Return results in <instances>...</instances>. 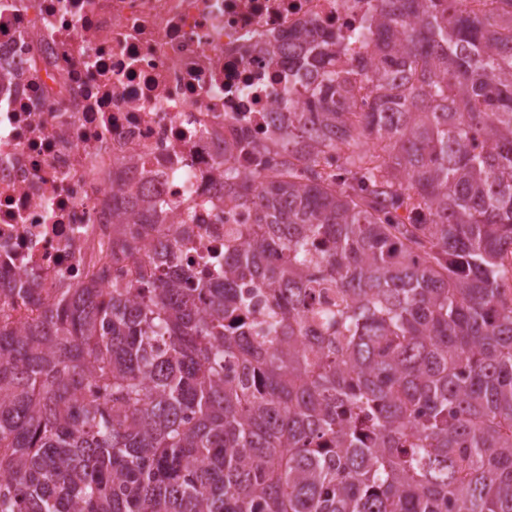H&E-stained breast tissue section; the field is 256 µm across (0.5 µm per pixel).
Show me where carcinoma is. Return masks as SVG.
Returning <instances> with one entry per match:
<instances>
[{
	"mask_svg": "<svg viewBox=\"0 0 512 512\" xmlns=\"http://www.w3.org/2000/svg\"><path fill=\"white\" fill-rule=\"evenodd\" d=\"M488 2L377 0L349 69L311 46L288 139L224 166L252 221L209 275L67 288L22 325L36 289H8L0 512H512V0Z\"/></svg>",
	"mask_w": 512,
	"mask_h": 512,
	"instance_id": "cac0c4a2",
	"label": "carcinoma"
}]
</instances>
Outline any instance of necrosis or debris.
<instances>
[{"label": "necrosis or debris", "mask_w": 512, "mask_h": 512, "mask_svg": "<svg viewBox=\"0 0 512 512\" xmlns=\"http://www.w3.org/2000/svg\"><path fill=\"white\" fill-rule=\"evenodd\" d=\"M375 0H0V288L39 302L77 286L113 239L139 232L136 263L108 287L223 257L250 223L224 203V167L277 113L305 43L343 31L340 66L368 56ZM125 213L123 223L112 221Z\"/></svg>", "instance_id": "necrosis-or-debris-1"}]
</instances>
